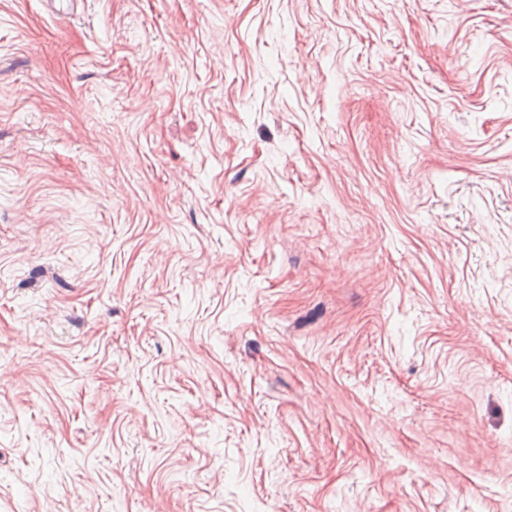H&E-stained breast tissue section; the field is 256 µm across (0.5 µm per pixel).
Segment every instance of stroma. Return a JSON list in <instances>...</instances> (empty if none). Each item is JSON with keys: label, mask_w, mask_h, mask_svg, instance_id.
<instances>
[{"label": "stroma", "mask_w": 512, "mask_h": 512, "mask_svg": "<svg viewBox=\"0 0 512 512\" xmlns=\"http://www.w3.org/2000/svg\"><path fill=\"white\" fill-rule=\"evenodd\" d=\"M0 512H512V0H0Z\"/></svg>", "instance_id": "stroma-1"}]
</instances>
